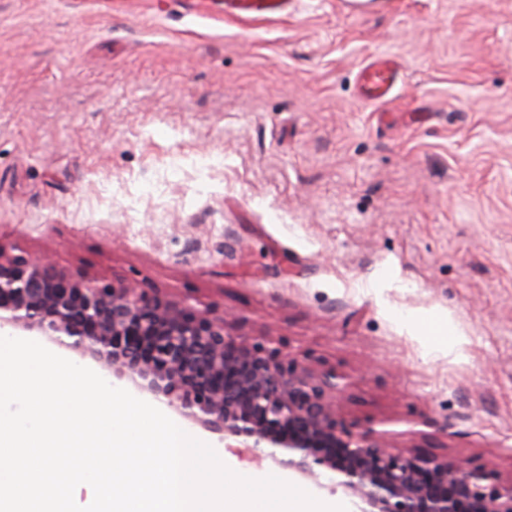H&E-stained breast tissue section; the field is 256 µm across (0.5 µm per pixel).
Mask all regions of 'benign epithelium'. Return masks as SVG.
<instances>
[{"instance_id":"1","label":"benign epithelium","mask_w":512,"mask_h":512,"mask_svg":"<svg viewBox=\"0 0 512 512\" xmlns=\"http://www.w3.org/2000/svg\"><path fill=\"white\" fill-rule=\"evenodd\" d=\"M35 329L89 353L117 377L161 398L256 465L271 459L313 478L357 512H512V478L392 445L381 420L355 432L338 419L348 377L315 369L230 333L224 311L159 292L73 276L0 244V329Z\"/></svg>"}]
</instances>
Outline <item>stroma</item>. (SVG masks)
<instances>
[{
	"mask_svg": "<svg viewBox=\"0 0 512 512\" xmlns=\"http://www.w3.org/2000/svg\"><path fill=\"white\" fill-rule=\"evenodd\" d=\"M0 244L223 307L346 374L348 427L510 478L512 0H0ZM291 0H225L224 16L239 19H258L288 15ZM402 65L388 57H377L363 66L359 80L363 93L372 102H380L390 96L401 78Z\"/></svg>",
	"mask_w": 512,
	"mask_h": 512,
	"instance_id": "obj_1",
	"label": "stroma"
}]
</instances>
